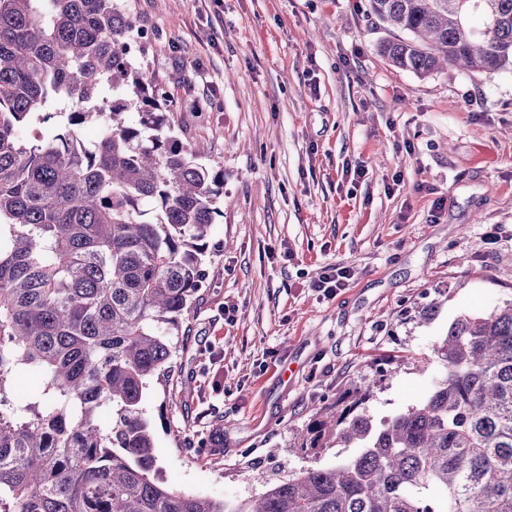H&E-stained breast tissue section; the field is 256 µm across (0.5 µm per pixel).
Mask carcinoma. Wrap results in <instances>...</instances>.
<instances>
[{"label": "carcinoma", "instance_id": "obj_1", "mask_svg": "<svg viewBox=\"0 0 512 512\" xmlns=\"http://www.w3.org/2000/svg\"><path fill=\"white\" fill-rule=\"evenodd\" d=\"M368 7L401 32L379 45L395 67L512 68V0ZM133 32L118 0H0V403L19 369L42 380L0 410V512H512V302L450 322L441 375L406 410L373 425L365 379L296 436L355 456L260 471L262 494L231 508L159 480L144 398L205 282L224 170L165 128ZM33 118L53 131L24 137ZM89 122L103 134L82 147Z\"/></svg>", "mask_w": 512, "mask_h": 512}]
</instances>
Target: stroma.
<instances>
[{
    "label": "stroma",
    "mask_w": 512,
    "mask_h": 512,
    "mask_svg": "<svg viewBox=\"0 0 512 512\" xmlns=\"http://www.w3.org/2000/svg\"><path fill=\"white\" fill-rule=\"evenodd\" d=\"M122 4L172 135L224 169L205 284L144 402L157 465L239 502L256 471L353 456L291 444L363 378L373 421L415 404L449 323L512 300V69L393 67L365 0ZM329 265L352 274L332 297L313 287Z\"/></svg>",
    "instance_id": "stroma-1"
}]
</instances>
